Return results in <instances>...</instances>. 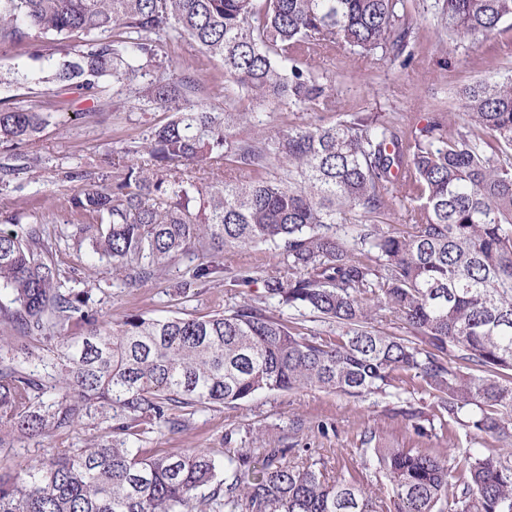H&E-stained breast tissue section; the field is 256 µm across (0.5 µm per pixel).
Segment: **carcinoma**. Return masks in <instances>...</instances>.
<instances>
[{"label": "carcinoma", "instance_id": "obj_1", "mask_svg": "<svg viewBox=\"0 0 512 512\" xmlns=\"http://www.w3.org/2000/svg\"><path fill=\"white\" fill-rule=\"evenodd\" d=\"M442 36L463 43L512 21V0H434ZM408 0H0V46L49 43L22 80L58 84L100 112L111 93L171 113L122 178L82 185L71 207L91 224L20 223L0 231V319L17 335L57 341L52 384L30 370L29 346L0 339V448L53 440L88 421L87 448H54L22 475L0 474V512H512V464L484 448L459 454L398 448L372 429L360 451L383 478L372 491L316 468L294 448H240L216 480L210 451L148 455L142 436L177 429L198 409L259 392L319 389L350 398L418 381L430 413L393 412L423 435L512 441V78L461 91L465 123L433 112L421 128L379 113L270 133L258 109L335 107V75L319 60L348 47L365 64L397 59L413 38ZM187 42L217 62L227 107L206 80L161 60ZM50 112L0 97V144L24 150ZM249 128L247 135L240 129ZM216 174L207 184L199 173ZM393 205L404 223L374 215ZM112 261L132 283L179 253L265 244L284 274L262 299L201 317L100 319L48 258L59 242ZM212 269L180 283L188 296ZM277 301L336 325L326 340L269 314ZM396 322L403 334L376 328ZM208 489L210 493L201 494Z\"/></svg>", "mask_w": 512, "mask_h": 512}]
</instances>
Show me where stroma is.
<instances>
[{
  "label": "stroma",
  "mask_w": 512,
  "mask_h": 512,
  "mask_svg": "<svg viewBox=\"0 0 512 512\" xmlns=\"http://www.w3.org/2000/svg\"><path fill=\"white\" fill-rule=\"evenodd\" d=\"M409 19L415 32L409 65L386 62L368 69L350 49H336L320 63L322 70L344 77L335 86V111L304 112L284 106L261 112L263 123L275 132L307 123L332 124L346 112H378L387 118L409 117L412 125L420 127L437 105L448 112L454 125H462L464 107L459 90L481 79L512 74V29L503 27L491 38L454 46L440 40L426 0L410 4ZM58 98L63 107L56 123L46 126L31 145L32 152L42 159L40 168L20 174L10 184L0 183V229L14 215L24 224L89 223V216L69 207L67 200L78 185L62 180V171L83 166L120 178L122 171L113 168V158L140 145L149 128L169 119L167 112H143L128 103L87 115L78 95L62 91ZM51 259L62 270L87 279L94 309L109 320L128 313L167 318L225 310L246 297L261 299L265 278L282 268L278 251L267 245L217 256L193 249L177 256L152 278L132 285L113 272L110 262L85 251L62 248L53 252ZM212 261L218 269L209 281L196 295L180 296V282L196 266ZM239 268L254 271L256 280L244 294L234 295L228 293L225 278ZM406 401L424 407L430 403L413 382L358 400L317 389L260 392L235 405L201 409L186 416L181 429L162 428L146 435L142 446L150 455L205 448L219 461L229 446L257 451L295 448L308 462H327L336 471L373 487L377 484L375 469L363 464L358 452L362 429H374L402 448L449 445L441 430L420 436L392 415V408ZM52 446L51 440L39 436L21 439L0 450V472L22 473Z\"/></svg>",
  "instance_id": "stroma-1"
}]
</instances>
